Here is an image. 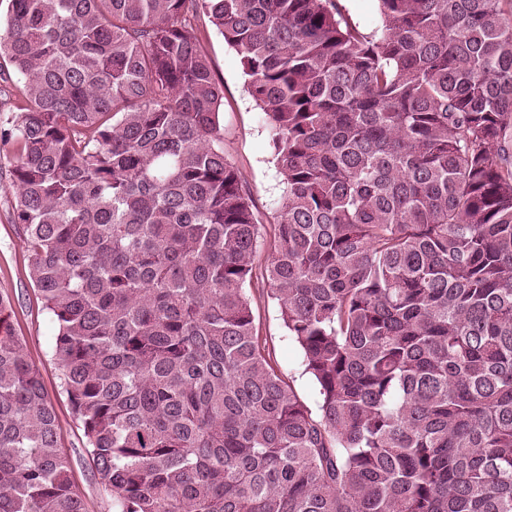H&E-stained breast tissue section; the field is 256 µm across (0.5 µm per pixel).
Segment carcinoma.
I'll return each mask as SVG.
<instances>
[{"mask_svg":"<svg viewBox=\"0 0 512 512\" xmlns=\"http://www.w3.org/2000/svg\"><path fill=\"white\" fill-rule=\"evenodd\" d=\"M377 2L10 0L0 161L112 512H512V9ZM203 17L283 175L262 278L314 410L256 332ZM10 306L0 512H85ZM339 2L351 20L359 28L369 33L379 23L378 2L376 0H340ZM2 61L0 76V113L7 115L9 108L19 97V88L21 86L20 77L14 68L8 63ZM3 111V112H2Z\"/></svg>","mask_w":512,"mask_h":512,"instance_id":"cac0c4a2","label":"carcinoma"}]
</instances>
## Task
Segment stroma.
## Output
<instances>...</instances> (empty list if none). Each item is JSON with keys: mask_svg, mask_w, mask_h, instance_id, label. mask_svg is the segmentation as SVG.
Returning a JSON list of instances; mask_svg holds the SVG:
<instances>
[{"mask_svg": "<svg viewBox=\"0 0 512 512\" xmlns=\"http://www.w3.org/2000/svg\"><path fill=\"white\" fill-rule=\"evenodd\" d=\"M202 40L215 78L224 86L220 123L224 128V153L242 174L253 208L263 226L264 240L256 256V267H264L271 253L273 229L278 222L282 194L271 141L261 112L250 97L240 57L210 25H203ZM15 189L9 178L0 179V294L8 296L12 310L9 321L16 336L25 343L40 370L46 392L55 408L62 448L71 460V476L83 496L87 512H111L112 492L98 484L83 448V430L60 388L59 371L52 345L56 325L44 310L33 288L28 270V253L11 213ZM250 297L258 335L265 343L281 374L289 380L299 399L315 406L318 394L313 382L302 373L299 347L288 338L276 300L267 294L261 277H254Z\"/></svg>", "mask_w": 512, "mask_h": 512, "instance_id": "35a3bbf8", "label": "stroma"}]
</instances>
